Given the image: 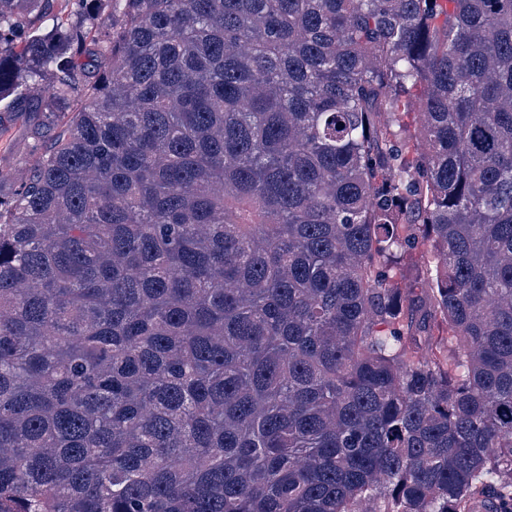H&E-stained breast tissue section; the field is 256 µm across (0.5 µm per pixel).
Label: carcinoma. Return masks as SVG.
<instances>
[{
  "label": "carcinoma",
  "instance_id": "carcinoma-1",
  "mask_svg": "<svg viewBox=\"0 0 512 512\" xmlns=\"http://www.w3.org/2000/svg\"><path fill=\"white\" fill-rule=\"evenodd\" d=\"M78 3L0 0V512L512 502V0ZM5 128L6 131L0 136V168L12 172L29 168L33 160L25 149L29 133L24 119L8 116ZM432 255L428 245L415 251L410 258L402 263L401 271L408 280H419L422 283L429 277L430 269L433 268Z\"/></svg>",
  "mask_w": 512,
  "mask_h": 512
}]
</instances>
